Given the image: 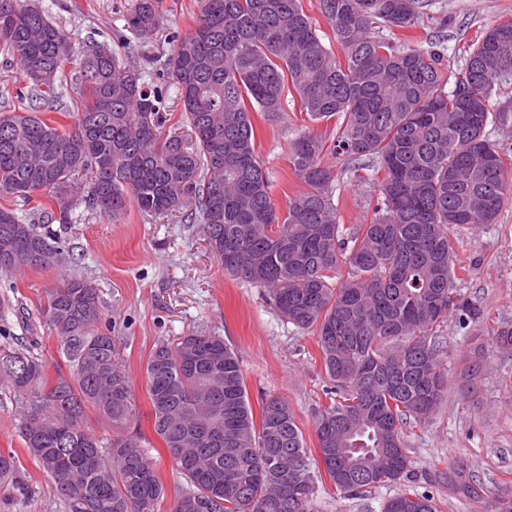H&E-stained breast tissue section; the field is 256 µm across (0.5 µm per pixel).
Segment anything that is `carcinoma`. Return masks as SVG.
Returning a JSON list of instances; mask_svg holds the SVG:
<instances>
[{"label":"carcinoma","instance_id":"cac0c4a2","mask_svg":"<svg viewBox=\"0 0 512 512\" xmlns=\"http://www.w3.org/2000/svg\"><path fill=\"white\" fill-rule=\"evenodd\" d=\"M343 58L328 49L303 0H198L190 35L170 59L182 117L194 143L162 135L165 94L145 66L102 44L70 71L63 29L27 0H0V47L22 67L28 93L54 100L78 86L74 125L61 131L36 112L0 110V196L49 190L70 223L78 178L84 199L114 221L134 205L149 216L180 210L201 231L224 271L267 292L283 317L316 336L324 370L342 400L314 422L308 452L288 403L272 397L254 418L239 360L221 336L202 332L158 344L146 364L153 429L186 488L168 512H315L328 478L345 497L407 475L403 437L439 407L447 383L431 330L457 305L453 225L495 224L512 196L506 145L487 126L512 122L494 96L512 83V21L494 23L461 65L444 70L441 45L400 47L376 34L412 28L431 0H319ZM160 24L157 0H137L133 34ZM45 67L49 79L32 72ZM297 95L312 121L290 162L309 190L275 206L255 148L249 112L283 111ZM383 172L373 217L348 232L334 203L326 153ZM194 179L183 184L181 171ZM45 252L35 262L30 251ZM1 272L55 266L56 234L0 208ZM68 372L49 378L23 344L0 347V383L21 397L18 432L49 475L67 512H155L165 489L148 462L129 378L112 336L100 330L94 288L70 278L42 311ZM110 423L104 442L86 429L88 410ZM26 493L18 452L0 450V487ZM383 512H436L428 495L402 490Z\"/></svg>","mask_w":512,"mask_h":512}]
</instances>
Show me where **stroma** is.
Masks as SVG:
<instances>
[{
    "mask_svg": "<svg viewBox=\"0 0 512 512\" xmlns=\"http://www.w3.org/2000/svg\"><path fill=\"white\" fill-rule=\"evenodd\" d=\"M28 2L65 31L73 56L105 42L120 54L147 58L148 81L169 88V120L163 129L174 130L182 106L171 86L168 61L191 32L197 0H157L161 25L142 36L125 28L136 0ZM433 2L418 26L396 31L394 40L413 46L440 42L444 63L451 67L461 64L467 45L484 28L512 19V0ZM23 85L21 71L6 66L0 52V109H35L53 124L74 123L65 107L77 100L75 89L63 87L61 111L47 113L41 101L19 97ZM252 121L272 197L278 209H285L289 197L306 188L289 162L290 146L301 132H323L327 125L311 121L298 98L289 95L277 117L256 113ZM324 161L336 171L333 195L340 224L368 223L373 181L357 180L343 157L329 154ZM53 229L63 248L57 266L0 272V344L23 339L43 359L48 376H55L58 341L39 310L62 278L76 276L91 284L103 307L102 326L110 330L130 380L137 408L134 424L147 439L144 452L167 497H174L184 480L152 429L145 367L159 343L195 331L223 337L239 358L252 409L265 399L283 398L307 442H314L315 415L330 402V381L315 336L288 323L261 289L225 273L185 211L155 218L131 207L114 222L79 204L70 223L54 224ZM450 237L464 268L457 291L479 309L480 317L473 320L455 311L436 329L448 393L429 421L404 428L407 476L381 483L359 499L339 495L331 485L320 486L317 512H382L386 500L402 488L433 497L438 512H492L495 500L512 490V350L495 343L499 330L512 327V203L503 207L497 223L455 227ZM22 463L30 489L22 495L0 488V512H65L52 479L30 458Z\"/></svg>",
    "mask_w": 512,
    "mask_h": 512,
    "instance_id": "1",
    "label": "stroma"
}]
</instances>
